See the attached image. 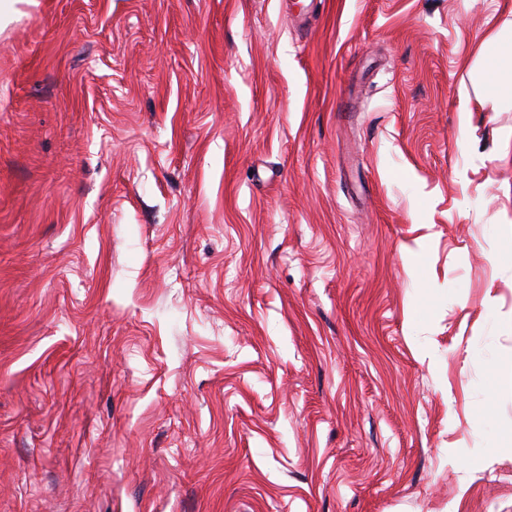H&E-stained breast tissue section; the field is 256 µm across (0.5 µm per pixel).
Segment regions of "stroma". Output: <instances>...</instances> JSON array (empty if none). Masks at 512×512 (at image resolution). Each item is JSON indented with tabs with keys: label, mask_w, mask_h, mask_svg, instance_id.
<instances>
[{
	"label": "stroma",
	"mask_w": 512,
	"mask_h": 512,
	"mask_svg": "<svg viewBox=\"0 0 512 512\" xmlns=\"http://www.w3.org/2000/svg\"><path fill=\"white\" fill-rule=\"evenodd\" d=\"M0 512H512V0H18Z\"/></svg>",
	"instance_id": "35a3bbf8"
}]
</instances>
